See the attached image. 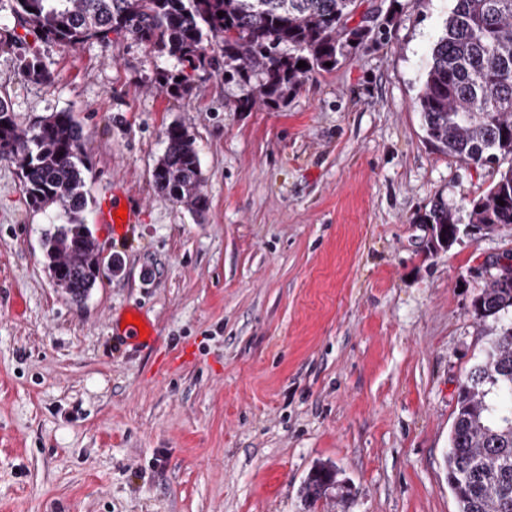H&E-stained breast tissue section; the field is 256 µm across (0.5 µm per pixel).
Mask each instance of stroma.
<instances>
[{
    "label": "stroma",
    "mask_w": 512,
    "mask_h": 512,
    "mask_svg": "<svg viewBox=\"0 0 512 512\" xmlns=\"http://www.w3.org/2000/svg\"><path fill=\"white\" fill-rule=\"evenodd\" d=\"M399 13H392L393 2ZM366 44L273 107L241 109L223 69L131 37L0 52L28 126L72 112L103 270L54 285L52 231L0 161V512H458L445 456L456 393L486 345L471 302L512 226L429 248L443 200L466 218L499 177L437 151L417 108L452 0H360ZM52 73L28 79L21 54ZM182 122L207 207L160 198L162 133ZM137 204L114 236L97 215ZM150 342L119 346L131 311ZM319 463L344 484L308 503Z\"/></svg>",
    "instance_id": "obj_1"
}]
</instances>
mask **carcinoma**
Segmentation results:
<instances>
[{"label": "carcinoma", "instance_id": "1", "mask_svg": "<svg viewBox=\"0 0 512 512\" xmlns=\"http://www.w3.org/2000/svg\"><path fill=\"white\" fill-rule=\"evenodd\" d=\"M29 33L69 48L129 35L193 72L217 68L246 88L240 108L260 100L279 106L315 74L336 68L369 35L351 27V0H0V10ZM224 12L218 17V12ZM308 64L297 67L298 62ZM331 66H325V63ZM30 79L52 74L37 56L20 57ZM427 140L467 165L512 161V0H453L418 96ZM153 171L157 191L195 210L206 206L194 140L168 125ZM0 160L20 169L30 206L59 222L43 239L51 279L80 303L100 276L86 224L88 198L82 133L70 112H53L28 128L0 96ZM504 205H499V201ZM427 223L450 246L460 228L455 211L434 204ZM468 223L512 225V165L470 202ZM495 323L482 358L459 385L446 454L448 487L458 512H512V274L486 284L473 301ZM337 471L321 464L302 493L314 503L336 487Z\"/></svg>", "mask_w": 512, "mask_h": 512}]
</instances>
